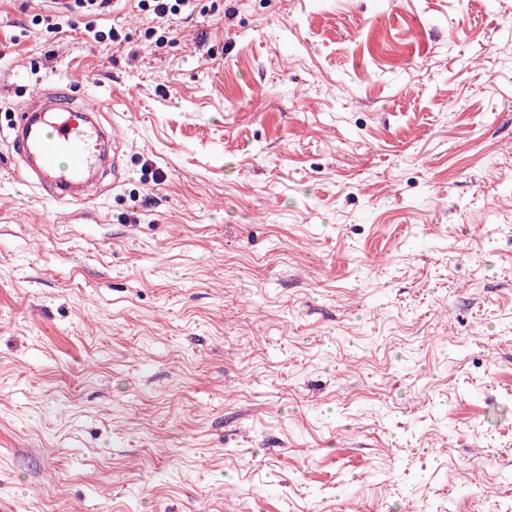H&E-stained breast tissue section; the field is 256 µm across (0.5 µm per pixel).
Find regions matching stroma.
Masks as SVG:
<instances>
[{
	"instance_id": "1",
	"label": "stroma",
	"mask_w": 512,
	"mask_h": 512,
	"mask_svg": "<svg viewBox=\"0 0 512 512\" xmlns=\"http://www.w3.org/2000/svg\"><path fill=\"white\" fill-rule=\"evenodd\" d=\"M0 0V125L69 84L89 205L0 138V501L512 512V0Z\"/></svg>"
}]
</instances>
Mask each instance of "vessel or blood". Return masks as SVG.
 Instances as JSON below:
<instances>
[{
  "instance_id": "b4317fda",
  "label": "vessel or blood",
  "mask_w": 512,
  "mask_h": 512,
  "mask_svg": "<svg viewBox=\"0 0 512 512\" xmlns=\"http://www.w3.org/2000/svg\"><path fill=\"white\" fill-rule=\"evenodd\" d=\"M98 107L77 102L68 88L34 97L16 110V179L41 186L58 201L90 200L103 172L101 161L119 152L115 130L96 120Z\"/></svg>"
}]
</instances>
